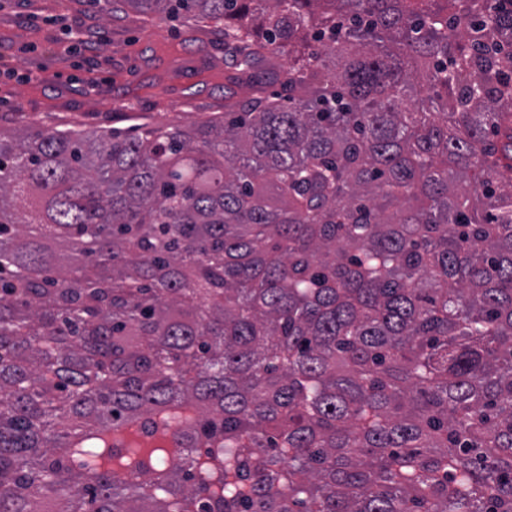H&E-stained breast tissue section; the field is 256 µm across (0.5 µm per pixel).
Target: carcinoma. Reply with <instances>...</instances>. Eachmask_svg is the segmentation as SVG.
Listing matches in <instances>:
<instances>
[{
    "mask_svg": "<svg viewBox=\"0 0 512 512\" xmlns=\"http://www.w3.org/2000/svg\"><path fill=\"white\" fill-rule=\"evenodd\" d=\"M109 1L292 63L0 129V512H512V4Z\"/></svg>",
    "mask_w": 512,
    "mask_h": 512,
    "instance_id": "obj_1",
    "label": "carcinoma"
}]
</instances>
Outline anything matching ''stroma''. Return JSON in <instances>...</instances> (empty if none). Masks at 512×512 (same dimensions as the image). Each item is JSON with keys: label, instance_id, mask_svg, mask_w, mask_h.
<instances>
[{"label": "stroma", "instance_id": "1", "mask_svg": "<svg viewBox=\"0 0 512 512\" xmlns=\"http://www.w3.org/2000/svg\"><path fill=\"white\" fill-rule=\"evenodd\" d=\"M280 86L242 76L224 25L90 0H0V126L191 125Z\"/></svg>", "mask_w": 512, "mask_h": 512}]
</instances>
